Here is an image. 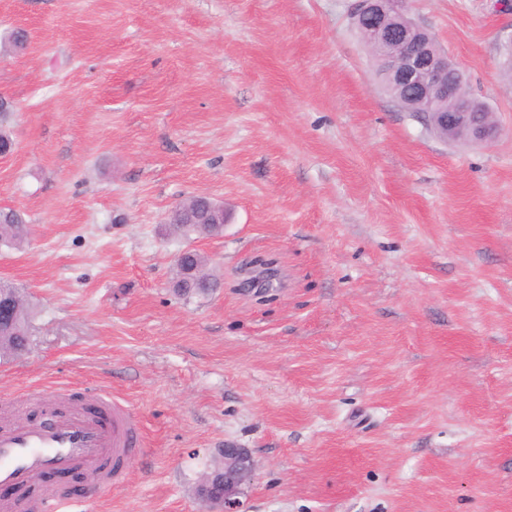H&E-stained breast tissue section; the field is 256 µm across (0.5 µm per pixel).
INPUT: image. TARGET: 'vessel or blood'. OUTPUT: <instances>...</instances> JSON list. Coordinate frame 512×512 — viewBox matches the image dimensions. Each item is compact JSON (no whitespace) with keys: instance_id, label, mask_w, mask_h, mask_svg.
I'll use <instances>...</instances> for the list:
<instances>
[{"instance_id":"b4317fda","label":"vessel or blood","mask_w":512,"mask_h":512,"mask_svg":"<svg viewBox=\"0 0 512 512\" xmlns=\"http://www.w3.org/2000/svg\"><path fill=\"white\" fill-rule=\"evenodd\" d=\"M143 427L119 400L103 396L100 414L80 404L48 407L35 419L0 427V484L32 487L46 471H73L109 487L141 442Z\"/></svg>"}]
</instances>
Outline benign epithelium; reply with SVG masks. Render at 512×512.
<instances>
[{"mask_svg": "<svg viewBox=\"0 0 512 512\" xmlns=\"http://www.w3.org/2000/svg\"><path fill=\"white\" fill-rule=\"evenodd\" d=\"M352 16L363 21L358 29L367 46L385 52L380 77L383 85L407 92L413 111L431 117L430 127L445 140L485 144L493 140L496 126L482 120L490 107L467 90L463 70L444 50H433L428 38L418 34L409 0H357ZM240 287L254 296L268 291V279L249 272ZM221 466L205 475L201 488L223 482L219 502L224 512H240L238 495L253 479L256 464L245 448L226 445L219 449Z\"/></svg>", "mask_w": 512, "mask_h": 512, "instance_id": "obj_1", "label": "benign epithelium"}]
</instances>
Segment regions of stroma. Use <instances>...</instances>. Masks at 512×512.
I'll use <instances>...</instances> for the list:
<instances>
[{"mask_svg": "<svg viewBox=\"0 0 512 512\" xmlns=\"http://www.w3.org/2000/svg\"><path fill=\"white\" fill-rule=\"evenodd\" d=\"M354 2L0 0V208L31 228L0 277L32 310L0 413L109 391L145 434L70 512H220L227 444L256 462L241 512H512V0L409 2L491 108L482 145L401 108ZM193 196L222 233L169 226ZM188 246L208 295L173 291Z\"/></svg>", "mask_w": 512, "mask_h": 512, "instance_id": "stroma-1", "label": "stroma"}]
</instances>
